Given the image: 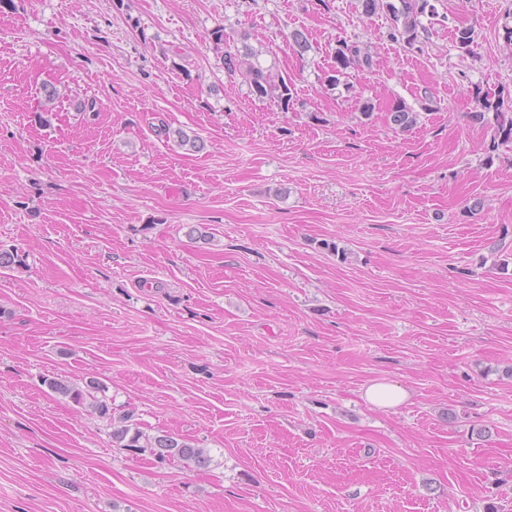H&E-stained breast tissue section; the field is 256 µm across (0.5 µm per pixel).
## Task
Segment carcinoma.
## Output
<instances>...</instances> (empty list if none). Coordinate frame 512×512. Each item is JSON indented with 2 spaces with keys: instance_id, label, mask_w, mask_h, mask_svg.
I'll return each mask as SVG.
<instances>
[{
  "instance_id": "1",
  "label": "carcinoma",
  "mask_w": 512,
  "mask_h": 512,
  "mask_svg": "<svg viewBox=\"0 0 512 512\" xmlns=\"http://www.w3.org/2000/svg\"><path fill=\"white\" fill-rule=\"evenodd\" d=\"M362 8L367 15L379 12L385 14L390 20L389 38L418 52L423 51L430 42L434 25L439 23L437 8L431 0H362ZM211 36L216 49L224 50V70L230 75L241 76L250 95L259 100L273 98L277 100L282 111L289 110L293 93L288 78L264 67L259 61V52L245 42L232 50L224 48V28L212 30ZM371 67L372 57L368 48L357 41L340 40L334 51V65L324 73L322 83L333 91L344 83L349 69ZM476 103L480 108L478 117L483 119L485 114L493 113L494 135L491 149L512 141V116L500 111V99L496 98V94L490 91L478 92ZM391 116L394 124L401 129L410 128L417 123L416 112L401 100L393 106ZM158 133L189 151L201 147L197 136H191L180 128L173 129L165 122L159 125ZM45 383L52 392L68 397L78 405L90 406L100 418L106 420L112 428V443L118 448L137 453L148 451L161 462H182L197 468L204 467L211 461L208 450L195 448L182 439L170 435L152 438L144 435L134 423L132 412L117 416L112 414V408L106 400L97 397L100 383L96 380L87 381L83 387L59 378L47 379Z\"/></svg>"
}]
</instances>
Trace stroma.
I'll list each match as a JSON object with an SVG mask.
<instances>
[{"mask_svg": "<svg viewBox=\"0 0 512 512\" xmlns=\"http://www.w3.org/2000/svg\"><path fill=\"white\" fill-rule=\"evenodd\" d=\"M437 9L420 53L361 0L0 10V512H512V142L475 103L512 115V0ZM217 27L293 110L225 73ZM340 39L373 65L330 94ZM89 377L210 464L114 447L45 384ZM374 380L408 399L372 407ZM475 101L480 108L477 115L480 119H484L486 113L493 112L494 135L491 140V149L494 151L498 148L499 142L504 144L512 141V116L508 117L505 112L499 111L501 102L499 98L496 99V94L490 91L484 93L478 91Z\"/></svg>", "mask_w": 512, "mask_h": 512, "instance_id": "1", "label": "stroma"}]
</instances>
